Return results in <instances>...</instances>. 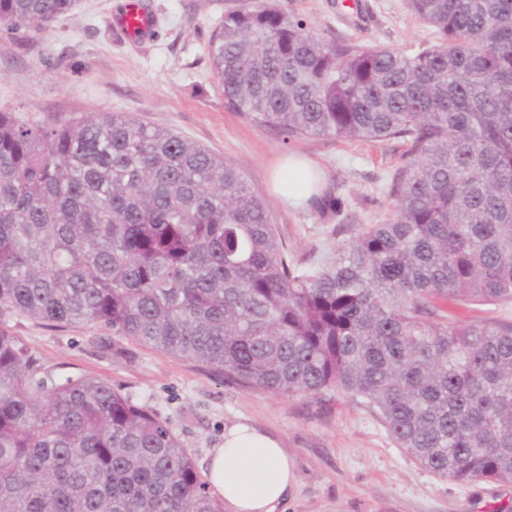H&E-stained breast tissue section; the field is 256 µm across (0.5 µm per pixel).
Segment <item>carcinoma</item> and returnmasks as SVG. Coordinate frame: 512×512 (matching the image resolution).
I'll use <instances>...</instances> for the list:
<instances>
[{
  "label": "carcinoma",
  "mask_w": 512,
  "mask_h": 512,
  "mask_svg": "<svg viewBox=\"0 0 512 512\" xmlns=\"http://www.w3.org/2000/svg\"><path fill=\"white\" fill-rule=\"evenodd\" d=\"M78 0H0L40 29ZM412 55L318 40L243 0L210 42L227 107L289 139H401L392 219L303 265L236 168L123 112L0 111V512H224L155 415L94 378L50 387L14 314L99 327L248 389L340 391L459 484H512V0H409ZM309 205L335 211L324 192Z\"/></svg>",
  "instance_id": "cac0c4a2"
}]
</instances>
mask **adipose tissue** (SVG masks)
<instances>
[{
	"label": "adipose tissue",
	"mask_w": 512,
	"mask_h": 512,
	"mask_svg": "<svg viewBox=\"0 0 512 512\" xmlns=\"http://www.w3.org/2000/svg\"><path fill=\"white\" fill-rule=\"evenodd\" d=\"M313 166L292 158L275 186L288 202L307 203L317 191ZM209 481L230 512H277L295 483L294 465L277 439L246 425L224 434V444L209 460Z\"/></svg>",
	"instance_id": "obj_1"
}]
</instances>
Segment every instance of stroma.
Instances as JSON below:
<instances>
[{
	"label": "stroma",
	"mask_w": 512,
	"mask_h": 512,
	"mask_svg": "<svg viewBox=\"0 0 512 512\" xmlns=\"http://www.w3.org/2000/svg\"><path fill=\"white\" fill-rule=\"evenodd\" d=\"M156 18L151 38L133 41L112 25L123 0H79L36 31H0V111L27 123L65 122L91 112H125L172 130L234 164L268 205L296 260H317L351 237V225L393 215L386 194L406 145L390 139L303 138L290 142L229 111L215 78L210 41L240 0H145ZM326 43L350 41L405 54L436 43L409 0H278ZM297 154L320 169V188L338 213L291 205L271 183ZM18 341L50 384L97 378L163 421L206 472L225 429L247 424L277 438L297 481L278 512H488L512 506V485H460L438 478L399 448L379 416L343 394L279 396L222 379L197 363L122 337L93 347L100 328L48 327L17 315Z\"/></svg>",
	"instance_id": "obj_1"
}]
</instances>
